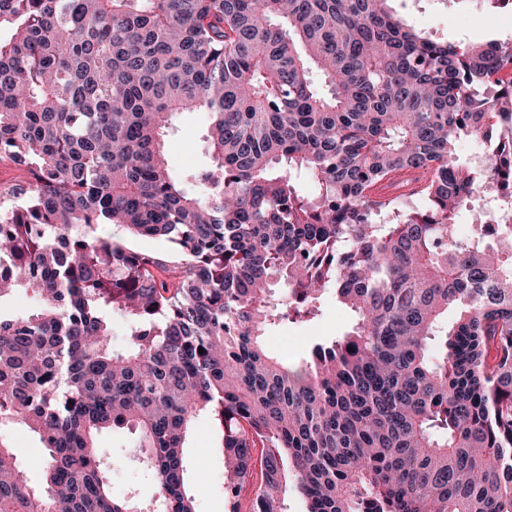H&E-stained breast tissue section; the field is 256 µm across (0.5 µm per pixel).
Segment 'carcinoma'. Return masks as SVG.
Wrapping results in <instances>:
<instances>
[{
  "instance_id": "1",
  "label": "carcinoma",
  "mask_w": 512,
  "mask_h": 512,
  "mask_svg": "<svg viewBox=\"0 0 512 512\" xmlns=\"http://www.w3.org/2000/svg\"><path fill=\"white\" fill-rule=\"evenodd\" d=\"M388 2L0 0V159L27 172L0 188V301L41 302L0 316V512H195L203 411L227 512L257 453L250 512L290 493L305 512H512V42H435ZM181 112L207 113L212 164L175 177ZM499 183L460 242L454 216ZM328 291L351 330L298 364L267 352V327ZM13 425L45 450L40 487ZM121 425L149 501L112 495L97 436ZM106 232L112 233L113 237L119 238L123 244L135 251L141 252H166L172 261H179L180 257L174 251L172 244L159 238L151 237H129L121 232L117 226H103ZM39 306V298L32 292L21 291L2 301V311L11 315L31 312L37 310ZM10 440L18 461L23 466L29 481L34 485L41 484L44 468L43 466H35L30 462L31 448L38 445V443L20 427L10 432Z\"/></svg>"
}]
</instances>
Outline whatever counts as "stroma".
Wrapping results in <instances>:
<instances>
[{"mask_svg":"<svg viewBox=\"0 0 512 512\" xmlns=\"http://www.w3.org/2000/svg\"><path fill=\"white\" fill-rule=\"evenodd\" d=\"M391 7L407 25L441 42L463 46L494 39L512 41V11L492 7L486 0H393ZM207 127L205 113L183 112L176 116L173 131L165 140L169 164L175 173L185 174L209 165ZM352 323L351 312L328 294L316 319L271 325L264 341L272 354L294 359L306 355L319 341L344 335ZM98 444L104 448L111 466L113 495L151 498L155 481L150 471L134 459L133 435L123 430H105ZM186 457L189 476L196 481V512H226L224 461L219 436L208 413H200L195 419Z\"/></svg>","mask_w":512,"mask_h":512,"instance_id":"stroma-1","label":"stroma"}]
</instances>
